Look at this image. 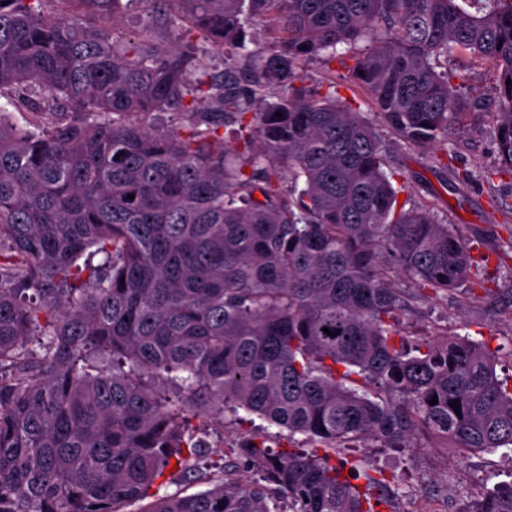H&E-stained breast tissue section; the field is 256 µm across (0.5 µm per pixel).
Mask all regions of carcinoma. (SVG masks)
Returning a JSON list of instances; mask_svg holds the SVG:
<instances>
[{"label": "carcinoma", "instance_id": "carcinoma-1", "mask_svg": "<svg viewBox=\"0 0 512 512\" xmlns=\"http://www.w3.org/2000/svg\"><path fill=\"white\" fill-rule=\"evenodd\" d=\"M66 1L0 0V98L32 115L0 106V512H379L389 484L353 485L329 451L421 431L511 448L495 355L403 338L394 274L431 299L470 287L512 225L483 252L399 201L379 127L430 150L482 104L458 95L457 58L484 63L485 177H511L512 0ZM136 4L155 21L111 25ZM255 21L275 37L250 48ZM314 61L343 65L378 122L336 80L306 84ZM240 408L312 452L248 436L254 478L161 493L172 465L171 483L207 482L192 419ZM464 512H512V481ZM336 96L343 104L351 106L356 111L374 112L367 105L365 95L351 82H341L337 87Z\"/></svg>", "mask_w": 512, "mask_h": 512}]
</instances>
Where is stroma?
<instances>
[{
	"instance_id": "stroma-1",
	"label": "stroma",
	"mask_w": 512,
	"mask_h": 512,
	"mask_svg": "<svg viewBox=\"0 0 512 512\" xmlns=\"http://www.w3.org/2000/svg\"><path fill=\"white\" fill-rule=\"evenodd\" d=\"M494 119V109L489 106L468 115L464 126H449L448 140L455 156L447 168L432 167L424 155L398 150L390 159L403 173L413 200L434 204L463 234L482 236L490 245L497 243L501 225L512 224V179L489 182L482 177L495 162ZM463 170L474 175L464 187L455 179L456 172ZM478 276L484 287L452 292L440 300L417 297L413 281L397 276L396 284L413 297L400 320L405 335L438 342L465 328L490 349L512 344V271L491 265L479 269ZM260 426L269 446L291 450L287 430L263 426L256 415L245 412L237 422L211 424L212 450L201 461L208 475H244L247 467L236 458L235 450L243 436ZM341 455L362 458L373 468L395 476L403 492L391 501L387 512H411L420 499L437 503L440 512H463L471 501L512 480V447L463 454L425 432L418 433L413 447L403 451L352 443Z\"/></svg>"
}]
</instances>
